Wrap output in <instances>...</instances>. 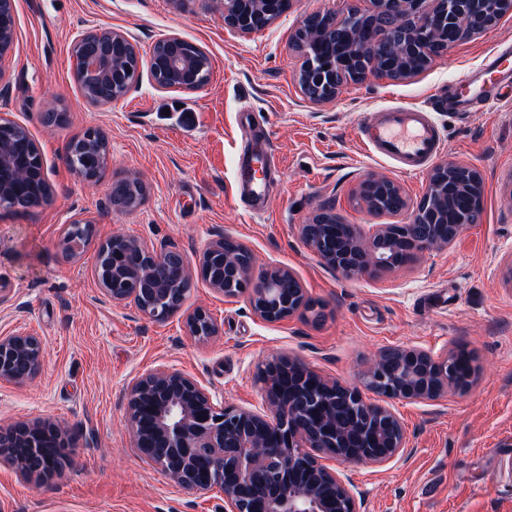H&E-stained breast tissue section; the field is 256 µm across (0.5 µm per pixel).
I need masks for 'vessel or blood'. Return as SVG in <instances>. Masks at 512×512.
Listing matches in <instances>:
<instances>
[{
    "instance_id": "vessel-or-blood-1",
    "label": "vessel or blood",
    "mask_w": 512,
    "mask_h": 512,
    "mask_svg": "<svg viewBox=\"0 0 512 512\" xmlns=\"http://www.w3.org/2000/svg\"><path fill=\"white\" fill-rule=\"evenodd\" d=\"M512 96V44L501 45L478 68L461 81L449 85L448 111L466 114L476 108L507 101ZM361 135L378 155L395 162L402 172L424 171L443 153V135L431 113L412 106H396L372 113L365 120ZM263 140L246 145L238 161L237 177L244 203L262 212L270 205L265 179L257 175V165L272 164Z\"/></svg>"
}]
</instances>
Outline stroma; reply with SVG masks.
Wrapping results in <instances>:
<instances>
[{
    "instance_id": "35a3bbf8",
    "label": "stroma",
    "mask_w": 512,
    "mask_h": 512,
    "mask_svg": "<svg viewBox=\"0 0 512 512\" xmlns=\"http://www.w3.org/2000/svg\"><path fill=\"white\" fill-rule=\"evenodd\" d=\"M342 0H293L268 27L243 35L224 23L219 0H14V42L0 59V113L25 126L43 158L48 202L0 208V335L38 337L37 376L0 381V427L44 421L68 441L70 465L48 480L22 476L0 461V512H224V494L186 493L158 464L140 456L126 425L125 386L156 367L194 377L227 405L262 409V361L295 358L321 376L360 387L368 359L406 346L435 353L465 347L477 373L466 391L431 402L393 401L406 434L404 456L344 472L368 512H512V104L465 115L434 111L447 143L443 162L478 169L484 180L480 223L451 245L392 271L345 276L324 266L300 235L328 207L347 224H406L409 213L375 215L356 196L359 181L380 175L408 201L427 191L428 173L404 174L377 156L359 133L368 113L400 105L432 109L437 92L512 42V15L456 43L407 80L374 74L326 102L298 84L296 32L314 12ZM128 34L138 49V81L118 101L83 100L73 47L86 31ZM175 34L211 64L196 91L159 88L149 71L155 43ZM64 114L45 125L46 112ZM262 128L277 176L272 203L255 215L235 179L242 112ZM99 130L107 168L87 183L64 161L70 139ZM138 180L146 200L124 212L112 203L115 180ZM93 237L75 259L62 250L73 221ZM115 235L167 245L196 259L217 236L249 249L253 277L285 266L300 280L320 319L257 318L243 297L216 294L194 278L184 309L155 322L115 304L94 277L98 245ZM201 308L215 336H190L187 313Z\"/></svg>"
}]
</instances>
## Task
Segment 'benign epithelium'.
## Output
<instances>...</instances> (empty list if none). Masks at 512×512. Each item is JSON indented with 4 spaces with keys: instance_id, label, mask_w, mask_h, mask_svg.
I'll list each match as a JSON object with an SVG mask.
<instances>
[{
    "instance_id": "1",
    "label": "benign epithelium",
    "mask_w": 512,
    "mask_h": 512,
    "mask_svg": "<svg viewBox=\"0 0 512 512\" xmlns=\"http://www.w3.org/2000/svg\"><path fill=\"white\" fill-rule=\"evenodd\" d=\"M370 8L349 7L342 12L328 10L308 15L301 31L320 30L336 44L335 73L344 76L362 63L369 73L389 79H404L425 70L457 42L480 35L512 13V0H483L473 8L468 0H368ZM224 23L248 35L235 14L239 0H222ZM107 33L117 43L134 48L127 34L93 29L83 33L76 45ZM182 38L167 35L164 64L170 74L165 89L204 86L193 80L189 62L180 54ZM414 64L395 72L378 65L385 50ZM75 70L92 69L114 77L112 49L92 54L74 52ZM320 62L304 53V74L299 76L302 93L309 99L326 100L339 95L344 82L321 88L307 77ZM20 164L16 149L0 140V206L18 195L22 180L6 174ZM467 192L483 194L479 170L448 162L430 174L428 192L415 204L417 220L403 225V241L414 255L450 245L470 221L448 217L453 211V192L448 181ZM390 194L403 196L394 181L369 176L357 186V197L372 212L379 211V199ZM338 224L345 245H336L328 226ZM78 236L91 239L89 224L77 221ZM390 224H374L362 231L345 224L330 208H319L300 233L315 256L326 266L348 275L367 274L377 268L398 267L394 259L395 239ZM66 233L64 251L75 258L80 248L77 236ZM105 263L95 267L103 295L114 303H132L145 317L164 321L181 310L192 284V267L185 254L168 247L156 248L123 236L99 245ZM252 253L231 239L219 236L205 248L198 260L199 274L210 288L224 297L246 296L251 310L262 321L274 323L302 313L308 298L293 272L286 267L268 269L260 279L251 276ZM295 288L286 292L281 281ZM189 333L207 338L216 326L202 310L187 318ZM44 346L35 336L24 333L0 335V381L23 383L33 379L44 358ZM261 378L267 409L226 406L190 375L166 366L154 368L130 380L127 390V421L134 446L150 461L162 448L161 468L187 492L219 487L224 492V512H365V497L350 480L326 461L381 466L400 458L406 448L404 428L389 408L364 401L351 386L328 380L287 356L268 360ZM365 385L388 400L429 401L457 387L452 353L440 354L408 347L380 353L364 372ZM62 448V432L39 421L0 429V456L23 475L38 476L48 468L60 476L68 456L43 459L48 442ZM328 485L332 498L317 496V488Z\"/></svg>"
}]
</instances>
